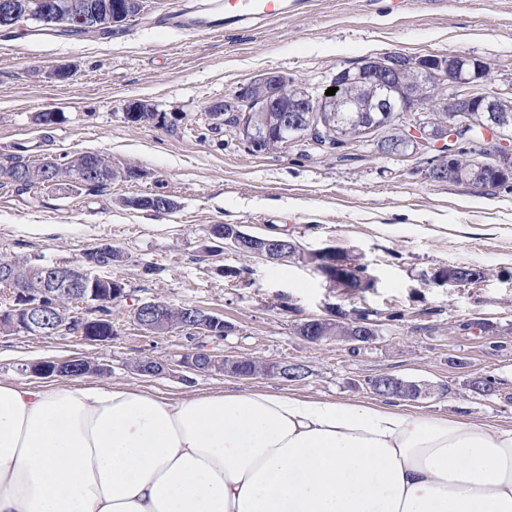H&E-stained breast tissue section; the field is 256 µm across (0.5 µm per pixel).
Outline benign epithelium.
Segmentation results:
<instances>
[{
	"label": "benign epithelium",
	"mask_w": 512,
	"mask_h": 512,
	"mask_svg": "<svg viewBox=\"0 0 512 512\" xmlns=\"http://www.w3.org/2000/svg\"><path fill=\"white\" fill-rule=\"evenodd\" d=\"M141 3L142 0H109L107 4L97 7L84 0H38L35 13L28 14L25 19L45 29L65 27L97 31L125 22L140 8ZM15 16L10 0H0V28L10 30L18 26ZM484 68V61L476 57L428 55L405 58L399 53H389L363 60L353 78L348 70L339 71L330 86L340 88L355 80L369 85L370 97L364 111L381 113L389 124L397 121L401 113L416 109L446 113L444 119L432 118L416 125L398 126L401 147L406 155H416L425 148L438 150L435 164L430 169L434 173L446 166H454L460 158L458 153L448 150V130L464 127L466 118L472 112H512V106L497 93L469 95L460 91L450 98L439 95V88L448 83L459 88L482 85ZM236 99L242 106L240 125L237 127L239 136L244 140L256 138L264 142H275L280 148L290 144L288 135L308 127L336 133V113L351 111L349 100L323 93L316 95L279 72L259 75L237 91ZM252 112L264 113L262 135L259 137L256 136L254 124L249 120ZM290 112L302 113V120L288 119ZM493 137L501 145L497 146L491 160H480L478 164L499 173L497 180L509 181L512 179V169L503 167V164L512 157V130L496 127ZM19 175L31 182L64 192L71 190L72 186L70 182L49 177L47 167L41 163L29 165ZM223 239L238 252L248 249L251 255L269 261H279L292 250L286 241L256 239L236 227L224 230ZM111 264L110 257L104 261L87 257L69 265L42 266L37 276L38 283L33 288L17 280L16 264H0V284L11 288V303L7 307L10 319H0V334L19 329L32 336L70 334L90 345L112 340L110 336H98L94 330L84 328L87 320L83 318L72 314L64 320L57 317L47 303L48 299L55 296L67 302L71 300L89 305L95 300L97 304H102V286L110 282L105 270ZM162 311L163 304L158 300L142 302L133 309V321L145 334L169 333L173 327ZM189 322L194 334L198 336L226 335L230 331L224 317L199 307L193 308ZM374 336V326L357 323L349 328L344 340L349 343H368ZM234 363L236 359L208 350L198 354L184 353L175 363L162 362L156 369L141 360L134 361L131 368L137 374H151L156 370L169 373L174 367L193 372L223 373ZM78 367L91 372L101 370V366L92 360L77 356L57 362L56 372ZM370 385L374 388L381 385L397 395L409 392L414 397H420L429 393V389L394 375L382 379L376 377Z\"/></svg>",
	"instance_id": "7a95c632"
}]
</instances>
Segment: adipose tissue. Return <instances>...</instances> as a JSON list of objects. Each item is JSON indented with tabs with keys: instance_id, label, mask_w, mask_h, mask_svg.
<instances>
[{
	"instance_id": "adipose-tissue-1",
	"label": "adipose tissue",
	"mask_w": 512,
	"mask_h": 512,
	"mask_svg": "<svg viewBox=\"0 0 512 512\" xmlns=\"http://www.w3.org/2000/svg\"><path fill=\"white\" fill-rule=\"evenodd\" d=\"M0 512H512V428L260 390L0 382Z\"/></svg>"
}]
</instances>
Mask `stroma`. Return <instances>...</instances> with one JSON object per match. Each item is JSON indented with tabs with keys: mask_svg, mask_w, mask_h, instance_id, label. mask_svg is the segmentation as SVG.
Returning a JSON list of instances; mask_svg holds the SVG:
<instances>
[{
	"mask_svg": "<svg viewBox=\"0 0 512 512\" xmlns=\"http://www.w3.org/2000/svg\"><path fill=\"white\" fill-rule=\"evenodd\" d=\"M197 0H143L140 13L112 37L52 33L5 38L0 50V155L34 159L92 152L131 180L69 192L0 187V255L70 264L109 244L123 254L112 276L126 295L112 306V340L0 335V381L40 384L32 364L74 356L105 367L118 381L171 400L193 392L273 389L339 402L377 403L368 378L395 375L438 386L406 402L422 417L462 415L512 427V182L491 192L428 178L430 157H385L372 145L348 158L311 138L255 154L234 127L213 128L209 107L266 72L324 90L340 70L398 52L409 57L471 55L490 67V89L512 95V0H309L304 14L253 28L186 37L156 19ZM70 71L56 78L57 68ZM142 100L153 119L128 121ZM51 112L54 124L39 116ZM163 193L170 212L128 206ZM33 224H64L52 238ZM216 224L254 235L280 233L308 251L358 258L374 275L370 291L330 284L309 263L244 257L212 237ZM484 273L475 284H431L452 265ZM155 299L197 305L232 327L205 349L309 368L299 381L231 374L143 376L131 360L177 359L196 342L174 331L148 336L134 305ZM365 311L377 323L372 343L307 342L297 333L312 318ZM489 375L494 396L474 395L471 380Z\"/></svg>",
	"mask_w": 512,
	"mask_h": 512,
	"instance_id": "stroma-1",
	"label": "stroma"
}]
</instances>
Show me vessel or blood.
<instances>
[{
	"label": "vessel or blood",
	"instance_id": "vessel-or-blood-1",
	"mask_svg": "<svg viewBox=\"0 0 512 512\" xmlns=\"http://www.w3.org/2000/svg\"><path fill=\"white\" fill-rule=\"evenodd\" d=\"M304 0H224V17L212 20L189 10H177L159 17L160 26L190 36L223 32L225 27H246L261 21H280L299 12Z\"/></svg>",
	"mask_w": 512,
	"mask_h": 512
}]
</instances>
